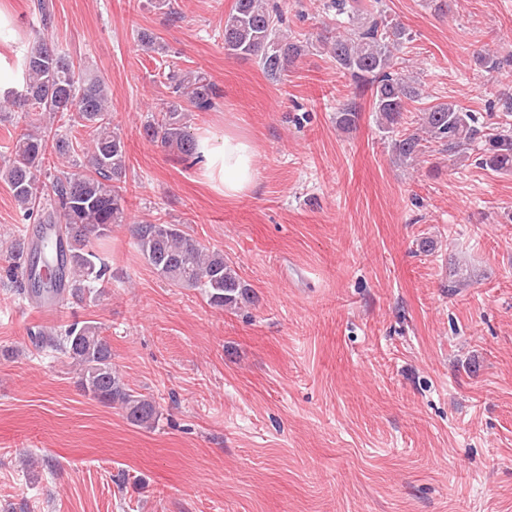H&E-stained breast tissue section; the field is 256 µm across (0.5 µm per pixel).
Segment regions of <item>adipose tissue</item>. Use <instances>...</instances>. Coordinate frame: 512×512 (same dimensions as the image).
<instances>
[{"mask_svg": "<svg viewBox=\"0 0 512 512\" xmlns=\"http://www.w3.org/2000/svg\"><path fill=\"white\" fill-rule=\"evenodd\" d=\"M197 141L198 164L211 189L235 198L254 188L256 149L250 139L228 130L221 136L203 133Z\"/></svg>", "mask_w": 512, "mask_h": 512, "instance_id": "obj_1", "label": "adipose tissue"}]
</instances>
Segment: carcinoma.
Segmentation results:
<instances>
[{
  "label": "carcinoma",
  "instance_id": "1",
  "mask_svg": "<svg viewBox=\"0 0 512 512\" xmlns=\"http://www.w3.org/2000/svg\"><path fill=\"white\" fill-rule=\"evenodd\" d=\"M325 9L340 32L303 40L286 35L282 11L270 0H235L224 19V52L258 59L265 75L279 82L312 49L328 55L336 69L356 89L368 94L379 126L391 134L392 152L414 161L431 145L450 156L477 147L478 165L493 171H512V123L481 125L475 114L454 103H438L419 111L427 138L398 130L404 115L422 100L421 83L395 70V52L410 39L399 23L386 15L361 11L358 0H329ZM138 46L163 51L165 46L147 30L136 34ZM167 88L173 101L146 121L143 134L152 142L186 158L195 155L197 141L184 122L183 104L206 112L214 107L220 89L199 71L171 67ZM112 90L102 79L84 77L69 57L39 38L26 50L17 86L0 90V112L37 109L63 120L47 134L20 133L10 155L0 165V179L8 186L25 222L40 224L36 241L14 239L7 248L8 272L21 274L30 288L21 294L48 299L60 306L94 300L112 288L111 264L98 244L125 221L127 170L125 143L112 130ZM360 118L352 101L337 116L350 128ZM67 162L56 170L49 197L37 182L49 153ZM137 247L155 273L177 286L199 288L218 309L251 299L250 289L224 254L211 250L177 224L145 223L135 227ZM42 349L65 359L79 374L83 393L106 405L118 404L134 426L151 428L158 418L156 402L128 387L112 366V348L91 321H73L34 333Z\"/></svg>",
  "mask_w": 512,
  "mask_h": 512
}]
</instances>
